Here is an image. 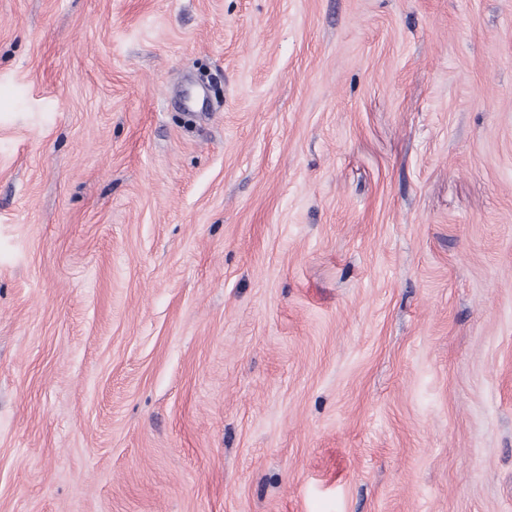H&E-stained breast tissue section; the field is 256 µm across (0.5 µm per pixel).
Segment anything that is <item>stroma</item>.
<instances>
[{
    "mask_svg": "<svg viewBox=\"0 0 512 512\" xmlns=\"http://www.w3.org/2000/svg\"><path fill=\"white\" fill-rule=\"evenodd\" d=\"M0 512H512V0H0Z\"/></svg>",
    "mask_w": 512,
    "mask_h": 512,
    "instance_id": "stroma-1",
    "label": "stroma"
}]
</instances>
